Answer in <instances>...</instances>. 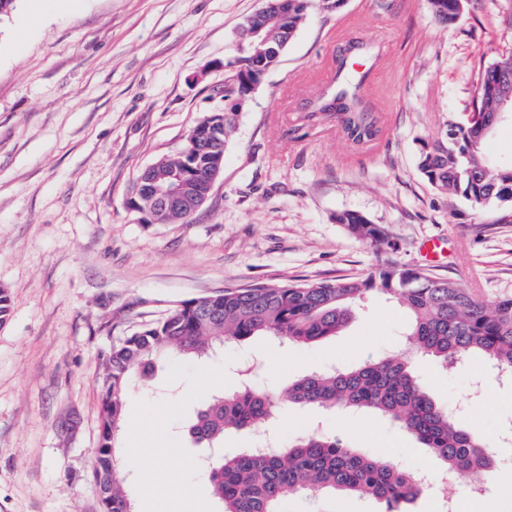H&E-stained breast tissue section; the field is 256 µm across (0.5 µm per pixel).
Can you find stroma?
<instances>
[{
    "label": "stroma",
    "instance_id": "1",
    "mask_svg": "<svg viewBox=\"0 0 512 512\" xmlns=\"http://www.w3.org/2000/svg\"><path fill=\"white\" fill-rule=\"evenodd\" d=\"M265 0H19L0 20V284L12 313L0 326V512H102L92 479L101 357L181 301L228 287L363 277L390 262L427 267L484 298L512 293V206L474 208L417 167L421 139L468 117L483 70L512 50L500 0H466L454 24L427 0H345L314 10L243 104L209 198L179 224H146L127 206L140 172L180 151L223 108L224 64L244 20ZM363 81L377 118L355 144L336 117L312 114L329 69ZM352 210L384 227L374 249L334 221ZM449 256L426 265L423 241ZM407 311L373 296L338 335L304 346L261 337L204 360L162 363L124 395L119 448L135 512H212L201 461L181 425L208 394L251 382L282 389L330 367L405 351ZM430 395L496 450L494 483L512 486V383L484 361L445 369L411 362ZM318 431L406 470L442 464L407 430L373 412L279 407L270 424L224 436L225 455ZM411 512H489L448 478ZM281 512H383L341 493L283 501Z\"/></svg>",
    "mask_w": 512,
    "mask_h": 512
}]
</instances>
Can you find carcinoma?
<instances>
[{
	"label": "carcinoma",
	"mask_w": 512,
	"mask_h": 512,
	"mask_svg": "<svg viewBox=\"0 0 512 512\" xmlns=\"http://www.w3.org/2000/svg\"><path fill=\"white\" fill-rule=\"evenodd\" d=\"M268 2L267 8L245 21L236 54L225 63V144L235 130L237 101L249 98L264 78L265 57L256 54L259 39L283 50L315 8L333 11L344 4V0ZM459 2L428 0V6L438 21L448 24L457 18ZM256 29L261 38L249 37L248 32ZM500 68L512 70V52L499 55L484 69L470 120L448 119L444 132L423 142L418 154V168L430 184L476 208L491 202L512 203V163L493 165L483 152L490 135L487 121L497 104L491 75ZM314 108L336 113L344 133L355 143L368 142L377 133L358 84L346 75ZM207 158L206 152L195 163L178 152L165 155L154 163L151 178L166 184L199 175ZM333 220L373 248L395 247L385 228L358 212L340 211ZM376 293L392 296L408 311L406 336L417 354L444 367L464 356L481 355L496 371H512V293L480 298L456 280L437 278L406 264L391 263L364 278L226 288L185 300L161 320L123 337L102 358L100 433L93 469L102 512H132L126 477L115 454L125 422L124 393L132 375L147 376L168 357L204 358L227 342L254 336H272L287 345L318 342L342 331L355 314L354 305ZM284 403L375 410L409 430L446 472L471 474L477 482L488 483L494 477L492 450L476 432L435 405L399 354L303 376L283 393L244 384L232 392L213 394L186 428L196 443L217 447L227 432L252 433L267 426L275 408ZM203 476L215 512H278L282 500L290 496L336 491L377 499L385 504V512H409L408 505L425 494V485L414 473L318 432L267 454L245 448L230 457L214 455Z\"/></svg>",
	"instance_id": "cac0c4a2"
}]
</instances>
